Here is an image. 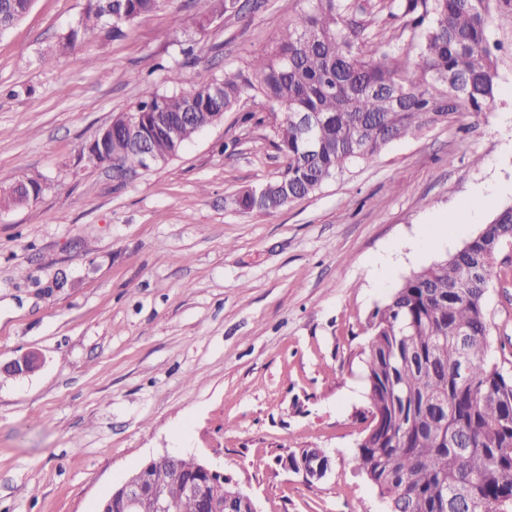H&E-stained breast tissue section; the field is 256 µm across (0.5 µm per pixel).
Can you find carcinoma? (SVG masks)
I'll list each match as a JSON object with an SVG mask.
<instances>
[{"label":"carcinoma","instance_id":"carcinoma-1","mask_svg":"<svg viewBox=\"0 0 512 512\" xmlns=\"http://www.w3.org/2000/svg\"><path fill=\"white\" fill-rule=\"evenodd\" d=\"M275 45L246 69L224 70L186 91L143 86L132 108L143 114L144 137L131 141L127 116L112 119V149L97 163L123 175L178 156L215 114L242 99L277 107L274 147L285 160L280 176L241 190L244 212L271 215L309 196L354 162H370L390 143L447 124L463 112H491L499 89L488 24L491 0H307ZM162 0H88L59 42L65 52L111 26L122 34ZM197 24L235 15L240 0H196ZM31 0H0V32L20 21ZM402 21L417 43L376 42L385 18ZM312 121L306 134L298 117ZM0 193V211L28 204L27 184ZM512 241V207L499 212L459 252L408 276L377 310L365 349L371 420L355 456L357 467L393 512H512V376L488 358L485 296L496 252ZM466 338L467 374H458V337ZM152 481L179 502V512H208L182 494L188 479L224 494L219 479L200 474L181 456L151 467Z\"/></svg>","mask_w":512,"mask_h":512}]
</instances>
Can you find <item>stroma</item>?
Listing matches in <instances>:
<instances>
[{
	"mask_svg": "<svg viewBox=\"0 0 512 512\" xmlns=\"http://www.w3.org/2000/svg\"><path fill=\"white\" fill-rule=\"evenodd\" d=\"M240 15L196 25L194 0H163L126 36L98 31L65 53L86 0H33L0 33V182L50 181L0 212V512H97L150 456L199 455L249 492L259 512H386L355 462L369 424V322L404 279L480 230L442 221L478 183L512 179L498 115L512 113V0H494L496 111L394 142L271 215L234 198L276 179V113L243 99L179 156L135 177L82 157L142 80L172 91L245 67L306 0H241ZM192 39L183 58L178 40ZM389 285L372 259L419 237ZM490 358L512 374V247L494 257L485 300ZM33 374L3 368L31 352ZM320 448L326 476L286 470ZM300 453L303 456H307L309 454L312 455L313 451L311 449L304 448ZM290 456L291 454L287 455L285 459H283V466L300 474L306 481L319 480L323 478L330 468L329 457L325 462L312 465L308 463L303 456H298L294 460H291Z\"/></svg>",
	"mask_w": 512,
	"mask_h": 512,
	"instance_id": "stroma-1",
	"label": "stroma"
}]
</instances>
